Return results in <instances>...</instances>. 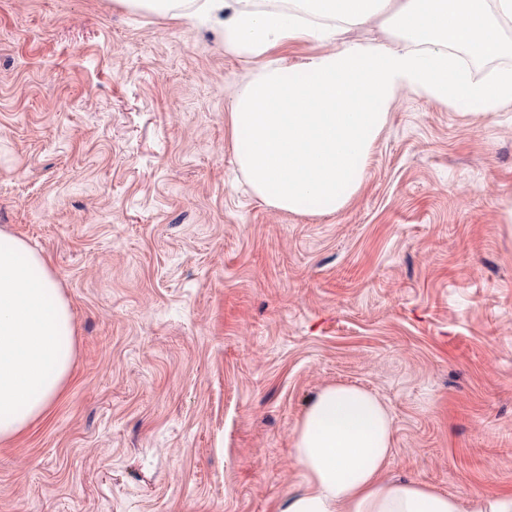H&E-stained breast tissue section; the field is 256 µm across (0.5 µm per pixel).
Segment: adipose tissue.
<instances>
[{
    "label": "adipose tissue",
    "mask_w": 512,
    "mask_h": 512,
    "mask_svg": "<svg viewBox=\"0 0 512 512\" xmlns=\"http://www.w3.org/2000/svg\"><path fill=\"white\" fill-rule=\"evenodd\" d=\"M173 18L220 22L224 48L254 67L231 103L238 153L255 193L290 212L333 213L359 188L388 110L406 89L453 106L496 112L512 105V69L475 79L463 57L503 48L512 0H119ZM379 22L391 43L339 42L346 27ZM328 44L291 64L275 47ZM70 305L44 258L0 231V442L45 418L69 380L75 357ZM392 418L369 391L323 388L294 427L293 454L305 487L277 512H512V492L473 499L427 483L383 480Z\"/></svg>",
    "instance_id": "1"
}]
</instances>
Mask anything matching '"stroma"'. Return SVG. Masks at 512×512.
<instances>
[{
    "label": "stroma",
    "mask_w": 512,
    "mask_h": 512,
    "mask_svg": "<svg viewBox=\"0 0 512 512\" xmlns=\"http://www.w3.org/2000/svg\"><path fill=\"white\" fill-rule=\"evenodd\" d=\"M221 25L0 0V229L75 318L47 418L0 444V512H276L324 387L393 419L382 476L512 491V105L406 90L332 214L267 204Z\"/></svg>",
    "instance_id": "1"
}]
</instances>
